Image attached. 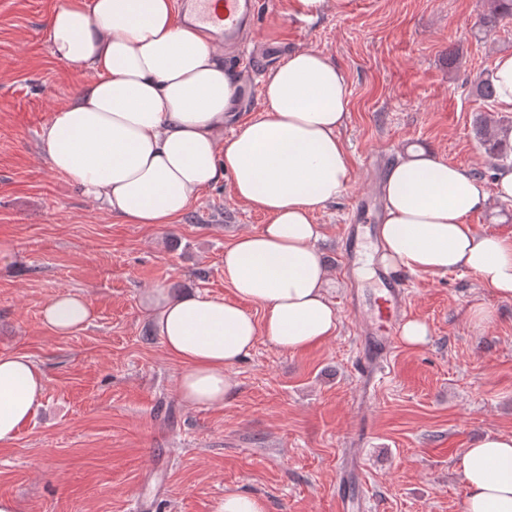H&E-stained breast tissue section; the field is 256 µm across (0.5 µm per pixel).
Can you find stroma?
Segmentation results:
<instances>
[{
    "instance_id": "1",
    "label": "stroma",
    "mask_w": 512,
    "mask_h": 512,
    "mask_svg": "<svg viewBox=\"0 0 512 512\" xmlns=\"http://www.w3.org/2000/svg\"><path fill=\"white\" fill-rule=\"evenodd\" d=\"M66 0H0V353L43 368V406L0 446V498L17 512H216L225 491L266 512H340L344 486L365 512H463L461 451L512 434V300L466 270L400 272L409 317L426 322L418 347L397 342L370 388L355 372L357 316L341 256L354 211L380 195L408 150L435 154L494 188L474 136L477 114L512 112L476 92L480 72L512 53V17L481 32L484 0H262L237 118L256 117L262 76L299 49L326 54L345 75L349 118L339 136L351 181L315 216L333 277L335 336L298 353L258 342L232 369L234 395L191 406L181 365L139 305L145 290H200L233 299L224 248L264 222L229 184L205 190L173 224H124L50 165L43 127L82 82L50 54L47 21ZM512 238V200L493 196L468 219ZM84 296L94 319L67 336L41 320L54 296ZM493 320L476 325L474 305Z\"/></svg>"
}]
</instances>
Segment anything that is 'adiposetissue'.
I'll list each match as a JSON object with an SVG mask.
<instances>
[{
    "label": "adipose tissue",
    "instance_id": "1",
    "mask_svg": "<svg viewBox=\"0 0 512 512\" xmlns=\"http://www.w3.org/2000/svg\"><path fill=\"white\" fill-rule=\"evenodd\" d=\"M54 59L90 73L56 110L41 139L54 170L126 224H172L200 194L229 183L264 216L224 249L236 301L157 286L139 303L166 351L183 366L182 400L220 406L237 386L230 370L258 340L297 353L335 336L338 311L318 248L316 212L346 191L351 167L339 137L348 82L332 60L300 49L266 72L263 106L234 122L238 82L208 29L178 18L176 0H68L49 20ZM377 228L380 260L411 273L467 270L512 300V239L476 233L467 219L489 195L469 172L412 152L390 166ZM262 307L254 318L241 300ZM90 302L61 293L41 312L54 334L88 325ZM43 369L29 355L0 354V444L41 407ZM458 467L464 512H512V435H487Z\"/></svg>",
    "mask_w": 512,
    "mask_h": 512
}]
</instances>
